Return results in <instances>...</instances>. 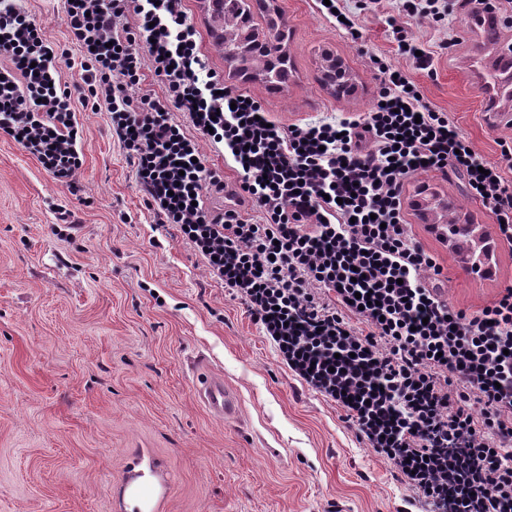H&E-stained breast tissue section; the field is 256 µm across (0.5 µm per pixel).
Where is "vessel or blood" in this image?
Segmentation results:
<instances>
[{
  "label": "vessel or blood",
  "mask_w": 512,
  "mask_h": 512,
  "mask_svg": "<svg viewBox=\"0 0 512 512\" xmlns=\"http://www.w3.org/2000/svg\"><path fill=\"white\" fill-rule=\"evenodd\" d=\"M472 68L476 71L487 116L495 123H511L512 114L501 111L500 94L512 85V54L503 52L493 61L479 57ZM196 394L215 417L230 419L239 410L234 391L221 377L212 374L203 361H196ZM170 481L157 463L142 454H134L125 473L122 490L128 512H159L162 500L169 494Z\"/></svg>",
  "instance_id": "obj_1"
}]
</instances>
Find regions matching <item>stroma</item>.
<instances>
[{"label":"stroma","instance_id":"35a3bbf8","mask_svg":"<svg viewBox=\"0 0 512 512\" xmlns=\"http://www.w3.org/2000/svg\"><path fill=\"white\" fill-rule=\"evenodd\" d=\"M286 25L287 91L225 76L204 0H185L210 68L259 100L280 126L339 121L372 109L383 56L408 71L487 162L512 146V125L485 122L469 71L479 47L460 14L446 27L416 21L431 45L460 44L414 69L384 17L361 13L354 42L312 0H276ZM49 40L79 51L63 22L65 0H22ZM348 66L353 94L320 81L325 54ZM84 158L78 189L55 183L38 160L0 133V512H124L121 481L143 452L164 467L171 491L160 512H424L393 465L359 439L336 403L282 361L246 305L209 273L174 226L154 224L133 164L107 112L77 107ZM461 205L474 223L492 215L457 174L421 172L405 183L406 219L436 257L449 302L468 313L512 288V251L495 247L492 274L472 276L412 206L421 187ZM80 224L59 223V209ZM204 358L240 399L237 420L212 417L195 394Z\"/></svg>","mask_w":512,"mask_h":512}]
</instances>
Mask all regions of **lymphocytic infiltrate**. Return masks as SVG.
<instances>
[{
    "mask_svg": "<svg viewBox=\"0 0 512 512\" xmlns=\"http://www.w3.org/2000/svg\"><path fill=\"white\" fill-rule=\"evenodd\" d=\"M480 10L501 18L512 0L397 4L440 27ZM64 24L81 53L75 88L62 77L67 53L17 0H0V132L72 189L83 164L75 107L108 112L156 223L177 228L429 512H512V289L476 312L455 309L427 281L438 264L403 205L410 175L461 173L512 250V149L480 173L459 126L379 57L370 112L272 124L260 101L210 71L185 0H68ZM204 140L223 145L234 184L208 166ZM212 190L223 212L205 207Z\"/></svg>",
    "mask_w": 512,
    "mask_h": 512,
    "instance_id": "obj_1",
    "label": "lymphocytic infiltrate"
}]
</instances>
